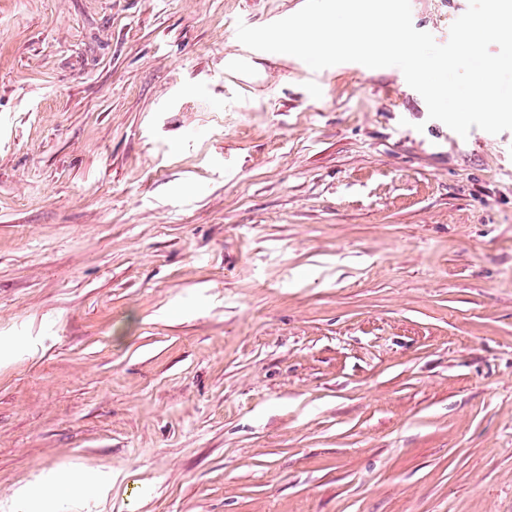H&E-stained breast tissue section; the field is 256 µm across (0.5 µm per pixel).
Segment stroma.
<instances>
[{
  "mask_svg": "<svg viewBox=\"0 0 512 512\" xmlns=\"http://www.w3.org/2000/svg\"><path fill=\"white\" fill-rule=\"evenodd\" d=\"M304 3L0 0V512H512V130ZM85 481L83 474L71 470H58L54 471L48 482L56 489L63 492L70 493L75 489L80 488Z\"/></svg>",
  "mask_w": 512,
  "mask_h": 512,
  "instance_id": "stroma-1",
  "label": "stroma"
}]
</instances>
